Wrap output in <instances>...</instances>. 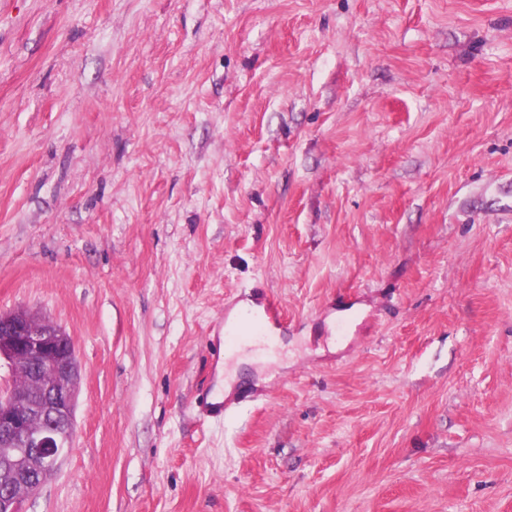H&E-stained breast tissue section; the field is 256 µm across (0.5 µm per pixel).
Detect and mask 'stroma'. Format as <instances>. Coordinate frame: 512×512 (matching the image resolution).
<instances>
[{"label":"stroma","mask_w":512,"mask_h":512,"mask_svg":"<svg viewBox=\"0 0 512 512\" xmlns=\"http://www.w3.org/2000/svg\"><path fill=\"white\" fill-rule=\"evenodd\" d=\"M19 306L81 366L25 512H512V0H0Z\"/></svg>","instance_id":"1"}]
</instances>
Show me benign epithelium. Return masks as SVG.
Instances as JSON below:
<instances>
[{
  "label": "benign epithelium",
  "mask_w": 512,
  "mask_h": 512,
  "mask_svg": "<svg viewBox=\"0 0 512 512\" xmlns=\"http://www.w3.org/2000/svg\"><path fill=\"white\" fill-rule=\"evenodd\" d=\"M0 512H22L72 447L81 379L73 341L25 309L0 312Z\"/></svg>",
  "instance_id": "benign-epithelium-1"
}]
</instances>
